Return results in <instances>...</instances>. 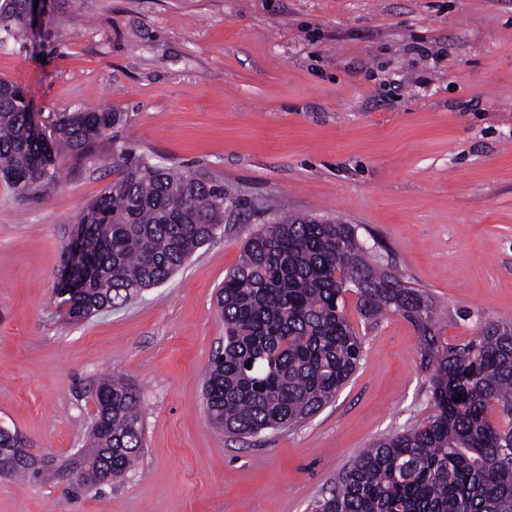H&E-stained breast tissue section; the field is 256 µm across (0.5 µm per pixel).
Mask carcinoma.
<instances>
[{
  "instance_id": "carcinoma-1",
  "label": "carcinoma",
  "mask_w": 512,
  "mask_h": 512,
  "mask_svg": "<svg viewBox=\"0 0 512 512\" xmlns=\"http://www.w3.org/2000/svg\"><path fill=\"white\" fill-rule=\"evenodd\" d=\"M25 29L21 0H0V31L16 39ZM124 122L125 113L105 108L65 112L35 139L29 103L0 80V178L20 194L43 189L59 179V147L91 164L97 140ZM114 172L80 219L84 245L62 300L73 319L169 280L237 206L224 185L149 155L127 154ZM369 255L357 226L310 214L267 224L245 242L218 291L224 349L206 373L207 418L251 437L329 404L363 355L345 312L351 291L362 319L398 313L417 328L435 413L363 449L314 512H512V322L489 320L469 341L445 342L424 292ZM97 404L89 444L101 452L76 464L109 484L142 454L140 396L124 379L105 377ZM494 411L501 421L490 419ZM1 452L14 458L9 476L38 479L22 439L0 438Z\"/></svg>"
}]
</instances>
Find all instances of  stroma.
Segmentation results:
<instances>
[{
  "instance_id": "stroma-1",
  "label": "stroma",
  "mask_w": 512,
  "mask_h": 512,
  "mask_svg": "<svg viewBox=\"0 0 512 512\" xmlns=\"http://www.w3.org/2000/svg\"><path fill=\"white\" fill-rule=\"evenodd\" d=\"M36 120L109 108L95 164L43 198L0 181V425L57 461L85 447L103 375L141 394L144 452L119 485L0 476V512H311L369 444L433 414L415 327L360 319L361 364L295 426L247 438L203 410L216 305L245 241L285 213L355 224L464 343L512 322V0H59L0 41ZM217 180L242 207L166 283L69 321L64 248L120 153Z\"/></svg>"
}]
</instances>
